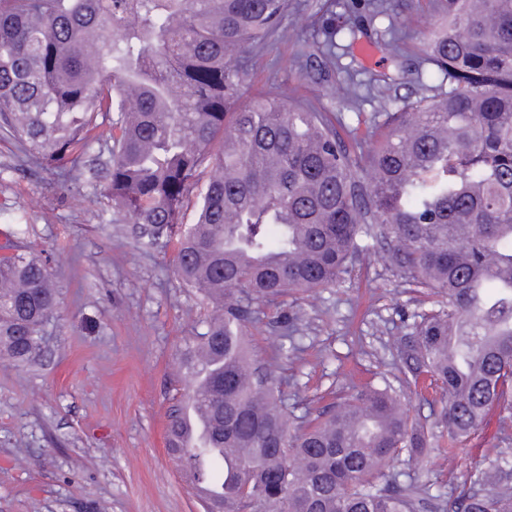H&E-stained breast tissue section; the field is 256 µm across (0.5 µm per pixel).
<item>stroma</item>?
I'll return each instance as SVG.
<instances>
[{
	"mask_svg": "<svg viewBox=\"0 0 512 512\" xmlns=\"http://www.w3.org/2000/svg\"><path fill=\"white\" fill-rule=\"evenodd\" d=\"M389 2L366 38L350 33L352 0H293L305 22L260 50L252 93L288 95L339 119L340 134L369 137L388 113L447 83L419 59L437 19L434 0ZM330 32L335 58L326 73L305 74L299 53ZM384 74L397 82L394 101L353 96L357 84ZM17 223L26 227L21 247L51 253L59 307L34 360L0 361V512H204L165 437L185 385L178 350L201 331L206 302L176 276L171 248H143L140 226L115 220L100 184L58 178L0 141V230ZM292 301L290 342L271 308L248 330L294 424L351 386L397 385L396 341L436 306L394 276L376 247L336 285ZM502 456L512 459V414L497 412L486 436L431 449L418 467L397 461L391 471L426 485L419 512H436L435 497Z\"/></svg>",
	"mask_w": 512,
	"mask_h": 512,
	"instance_id": "35a3bbf8",
	"label": "stroma"
}]
</instances>
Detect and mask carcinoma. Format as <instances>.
I'll return each instance as SVG.
<instances>
[{
    "label": "carcinoma",
    "mask_w": 512,
    "mask_h": 512,
    "mask_svg": "<svg viewBox=\"0 0 512 512\" xmlns=\"http://www.w3.org/2000/svg\"><path fill=\"white\" fill-rule=\"evenodd\" d=\"M437 2L422 53L448 88L348 147L328 113L248 95L253 51L300 21L291 0H0V137L62 177L101 178L115 216L147 247L173 243L177 276L211 305L167 426L210 512H416L426 487L391 463L466 444L512 409V0ZM22 234L0 232V356L17 364L57 306L49 258L19 251ZM369 241L440 297L398 348L406 384L442 390L438 434L372 385L293 427L253 357L260 306L336 284ZM190 401L209 421L192 445ZM436 509L512 512V462L471 472Z\"/></svg>",
    "instance_id": "carcinoma-1"
}]
</instances>
